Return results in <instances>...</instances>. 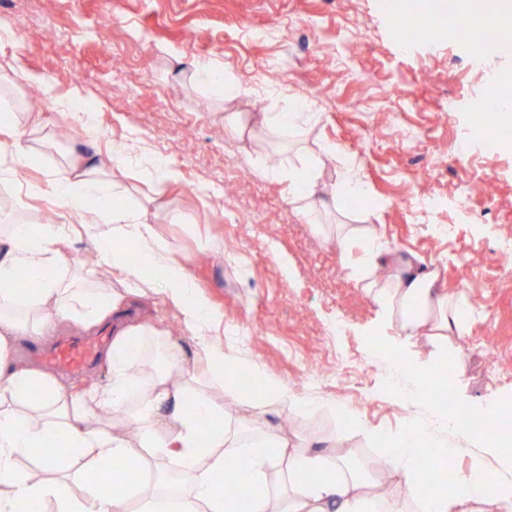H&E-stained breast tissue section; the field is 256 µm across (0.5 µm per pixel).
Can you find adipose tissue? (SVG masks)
Listing matches in <instances>:
<instances>
[{
  "instance_id": "1",
  "label": "adipose tissue",
  "mask_w": 512,
  "mask_h": 512,
  "mask_svg": "<svg viewBox=\"0 0 512 512\" xmlns=\"http://www.w3.org/2000/svg\"><path fill=\"white\" fill-rule=\"evenodd\" d=\"M41 132L38 115L1 112L0 156L18 166L32 163V144ZM107 169L69 156L27 192L51 194L83 214L86 233L96 239L98 265L115 287L100 286L94 274L72 272L57 247V225L20 223L0 231V512H45L49 506L54 512H464L467 504L478 505L479 512H512V436L489 442L503 465L494 490H487L477 471L451 490L428 478L420 460L428 432L408 422L384 450L394 479L408 490L400 497L377 490L349 462L339 438L329 437L327 450L314 453L267 427L264 417L273 408L315 410L311 402L288 398L280 385L257 393L247 415H228L223 403L200 393L195 367L173 343L164 346L168 373L136 384L131 364L149 354L156 331L149 322L133 320L131 309L159 293L183 316L212 383L232 388L241 364L217 340L220 320L184 264L153 225L115 205ZM289 184L291 203L323 231L321 211L312 201L316 176L300 171ZM336 244L345 256L359 248L351 275L404 336L464 335L470 304L441 288L431 265L389 249L370 226L337 225ZM131 248L139 251L140 262L129 261ZM380 267L388 268L387 277L374 278ZM151 269L160 272V280L148 277ZM24 276L36 284L32 295L17 286ZM71 316L88 327L112 322L108 379L82 393L12 357L17 340L47 335ZM107 408L133 423L136 436L92 421V411ZM52 444L62 447V455H47ZM22 459L38 462L40 472L20 468ZM106 460L117 463L119 472L102 484L94 476ZM222 473L244 482L251 496L227 497L216 480ZM73 483L83 485V495L70 493Z\"/></svg>"
}]
</instances>
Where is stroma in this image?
Returning a JSON list of instances; mask_svg holds the SVG:
<instances>
[{
    "label": "stroma",
    "mask_w": 512,
    "mask_h": 512,
    "mask_svg": "<svg viewBox=\"0 0 512 512\" xmlns=\"http://www.w3.org/2000/svg\"><path fill=\"white\" fill-rule=\"evenodd\" d=\"M422 2L439 5V28L403 47L378 0H0L14 32L0 43V112L39 113L53 139L35 164L0 176V226L54 210L72 266L94 268L78 215L22 187L68 154L111 161L116 203L183 262L222 320L225 352L320 403L290 426L286 410L269 413L291 443L344 434L353 463L372 472L370 430L391 436L412 419L456 445L403 367L443 351L399 336L289 203L284 175L314 160L329 186L356 161L367 194L339 197L327 223L374 225L390 248L434 264L448 291L465 292L476 311L444 351L457 402L466 414L511 405L512 257L498 248L512 239V153L487 152L471 124L488 73H512V56L472 55L448 28L451 0ZM199 64L222 73L223 95L192 77ZM15 67L39 77L38 100L10 82ZM65 95L94 111L96 137L58 110ZM295 96L313 119L265 132L262 113L288 110ZM235 116L245 128L232 133L225 121ZM155 157L176 178L156 174ZM448 224L453 234L441 235ZM151 313L161 342L194 359L180 313L161 300Z\"/></svg>",
    "instance_id": "obj_1"
}]
</instances>
